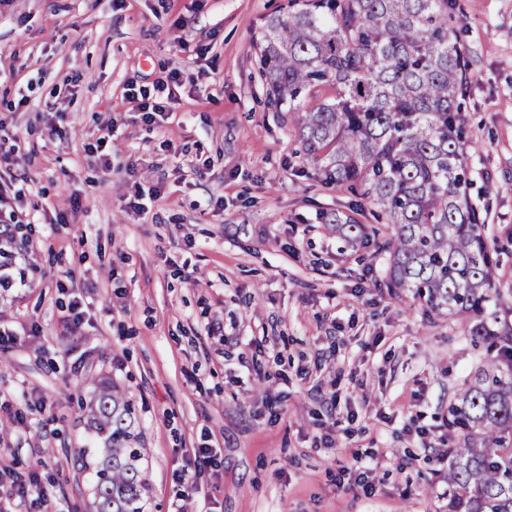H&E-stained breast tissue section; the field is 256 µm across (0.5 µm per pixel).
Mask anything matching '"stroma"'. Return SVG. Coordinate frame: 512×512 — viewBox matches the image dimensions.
Segmentation results:
<instances>
[{"instance_id":"1","label":"stroma","mask_w":512,"mask_h":512,"mask_svg":"<svg viewBox=\"0 0 512 512\" xmlns=\"http://www.w3.org/2000/svg\"><path fill=\"white\" fill-rule=\"evenodd\" d=\"M287 8L0 0V141L18 147L0 176L7 205L36 214L41 268L0 310V462L38 464L72 512H89L95 438L80 405L101 378L138 409L145 512H443L448 404L502 353L389 294L386 255L321 223L376 219L321 184L295 113L266 100L258 38ZM453 26L499 329L512 326V0H455ZM173 68L185 79L173 117L128 111L129 81ZM115 113L107 168L87 148ZM136 182L160 190L144 213L127 204ZM38 400L39 423L16 426ZM202 448L201 491L183 498L178 476ZM364 471L369 495L348 482Z\"/></svg>"}]
</instances>
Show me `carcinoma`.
<instances>
[{"instance_id": "carcinoma-1", "label": "carcinoma", "mask_w": 512, "mask_h": 512, "mask_svg": "<svg viewBox=\"0 0 512 512\" xmlns=\"http://www.w3.org/2000/svg\"><path fill=\"white\" fill-rule=\"evenodd\" d=\"M267 20L260 65L270 104L298 113L303 155L327 187L361 188L390 237L338 213L321 216L351 248L387 255L391 294L472 321L473 340L512 343L486 321L494 266L467 197L466 83L450 0H290ZM336 95L319 100L321 87ZM39 273L0 234V300ZM93 449V512H143L147 454L134 405L98 381L82 406ZM447 512H512V366L491 359L448 404Z\"/></svg>"}]
</instances>
